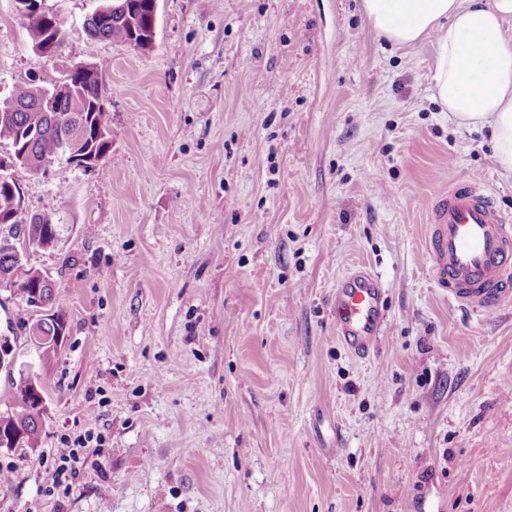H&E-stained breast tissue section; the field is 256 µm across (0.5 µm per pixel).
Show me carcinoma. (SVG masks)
Listing matches in <instances>:
<instances>
[{
    "instance_id": "carcinoma-1",
    "label": "carcinoma",
    "mask_w": 512,
    "mask_h": 512,
    "mask_svg": "<svg viewBox=\"0 0 512 512\" xmlns=\"http://www.w3.org/2000/svg\"><path fill=\"white\" fill-rule=\"evenodd\" d=\"M155 0H105L86 22V32L93 38H113L136 43V48L152 46L156 26ZM26 25L32 48L41 51L63 40L56 18L28 6ZM102 98L97 74L71 71L63 80L48 76L42 84L17 86L9 100L0 104V225L9 226L8 235H0V288L10 292L22 306L30 307L35 289H40L45 303L52 305L54 289L44 285L43 271L27 264L19 233L35 222V214L24 208L12 190L16 186L10 171L20 167L38 172L37 162L45 155L57 154L65 159L70 151L78 156L95 155V170L104 173L112 163V129L97 111ZM60 225H40V243L35 249L54 246ZM68 334L66 317L57 312L34 321L28 336L39 358L51 359L57 350L48 342ZM30 373L19 370L11 377L13 402L0 410V430L8 431L14 423L25 430L24 447L35 448L42 428V410L31 392Z\"/></svg>"
}]
</instances>
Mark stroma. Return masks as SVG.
I'll use <instances>...</instances> for the list:
<instances>
[{
	"label": "stroma",
	"mask_w": 512,
	"mask_h": 512,
	"mask_svg": "<svg viewBox=\"0 0 512 512\" xmlns=\"http://www.w3.org/2000/svg\"><path fill=\"white\" fill-rule=\"evenodd\" d=\"M40 3L51 59L0 0V101L94 66L112 165L12 171L67 227L28 263L69 333L0 356L45 398L0 512H512V297L458 305L428 250L449 176L512 217V175L435 101L433 42L376 36L361 0H157L142 51L86 33L103 0ZM358 269L387 311L366 358L333 308ZM85 435L53 489L50 449Z\"/></svg>",
	"instance_id": "obj_1"
}]
</instances>
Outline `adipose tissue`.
<instances>
[{"instance_id": "ef3b65f1", "label": "adipose tissue", "mask_w": 512, "mask_h": 512, "mask_svg": "<svg viewBox=\"0 0 512 512\" xmlns=\"http://www.w3.org/2000/svg\"><path fill=\"white\" fill-rule=\"evenodd\" d=\"M372 30L399 46L435 40L434 96L464 127H489L499 171L512 175V0H362Z\"/></svg>"}]
</instances>
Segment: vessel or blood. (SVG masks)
Listing matches in <instances>:
<instances>
[{
    "label": "vessel or blood",
    "mask_w": 512,
    "mask_h": 512,
    "mask_svg": "<svg viewBox=\"0 0 512 512\" xmlns=\"http://www.w3.org/2000/svg\"><path fill=\"white\" fill-rule=\"evenodd\" d=\"M432 252L438 280L465 307L512 296V220L484 187L454 181L432 207ZM377 279L359 271L336 287L337 332L358 356L368 355L386 320Z\"/></svg>",
    "instance_id": "b4317fda"
}]
</instances>
